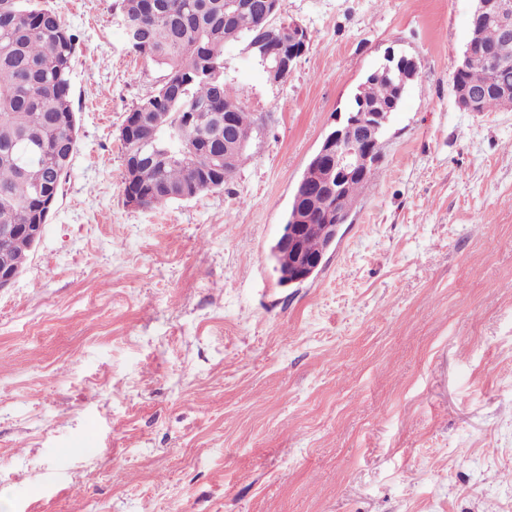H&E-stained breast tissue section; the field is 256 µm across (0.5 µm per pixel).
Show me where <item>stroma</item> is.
<instances>
[{"label":"stroma","mask_w":512,"mask_h":512,"mask_svg":"<svg viewBox=\"0 0 512 512\" xmlns=\"http://www.w3.org/2000/svg\"><path fill=\"white\" fill-rule=\"evenodd\" d=\"M79 36L77 148L0 291V512H512V110L464 112L473 0H281L308 51L224 74L264 130L224 190L126 205V113L160 70L116 0ZM418 74L316 276L268 259L294 188L388 49Z\"/></svg>","instance_id":"stroma-1"}]
</instances>
